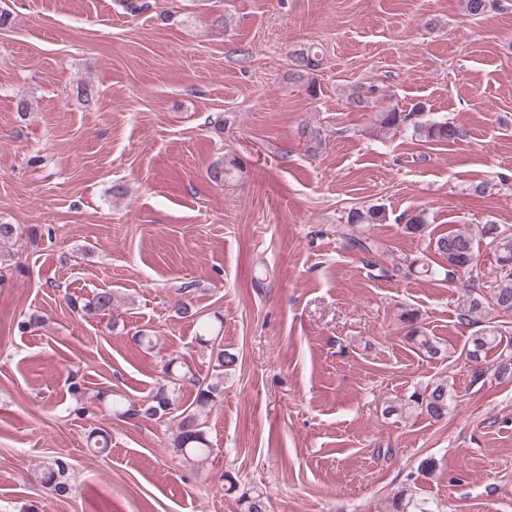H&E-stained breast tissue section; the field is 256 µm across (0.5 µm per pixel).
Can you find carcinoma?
<instances>
[{"label":"carcinoma","mask_w":512,"mask_h":512,"mask_svg":"<svg viewBox=\"0 0 512 512\" xmlns=\"http://www.w3.org/2000/svg\"><path fill=\"white\" fill-rule=\"evenodd\" d=\"M465 13L473 18H479L490 10L500 6V0H463ZM292 61L298 72L311 76L323 65L317 47L308 46L293 52ZM425 106L415 105L411 110L404 111L394 105H389L377 112L376 122L380 131L385 134L408 132L411 136L425 142L448 143L456 142L467 136L464 128L456 123L445 120H429L423 118ZM242 163L236 158H227L217 163L210 170V176L215 180H223L234 171L241 169ZM387 219L385 210L379 206L366 209H356L349 213V224H383ZM434 253L441 259L437 267H426V272L433 278L443 277L445 280L454 279L456 272L474 266L476 252L480 248L489 249L495 256L499 274L495 278L479 284L469 290L466 305L461 319L475 326L478 331L465 343L462 352L466 359L479 363L486 352L502 343L503 336L512 334V328L500 325L492 320L495 313L512 314V232L500 228L497 224H485L481 229V237L476 239L464 231H451L445 235L430 240ZM117 297L110 291H99L82 307L86 312H94L104 317L112 315V309ZM180 314L194 318L199 324L203 335L212 334V326L206 318L193 310L185 301L180 302ZM402 321L410 326L408 338L424 355L431 359H443L448 356V348L441 345L434 337L427 334L424 328L417 325L418 316L413 311H407ZM211 356L214 359L217 373L214 379L194 381L196 396L193 404L186 407L177 405L174 393L176 382L173 381L168 362L162 367V376L157 379V386L152 395L142 404L125 405L119 400L112 402L115 411L123 417L143 416L146 418L162 419L168 415L176 420L174 447L179 451L205 458L210 452L209 443L202 429L199 410L216 401L222 391L224 373L237 365L235 354L222 348L219 343L211 345ZM409 400L414 409L426 414L433 420H441L448 416V384L436 382L423 392L413 393ZM68 463L55 458L47 463L44 469L43 483L52 494L66 497L72 492L67 473ZM392 512H434L424 498L417 497V492L410 488L398 491L392 500Z\"/></svg>","instance_id":"cac0c4a2"}]
</instances>
